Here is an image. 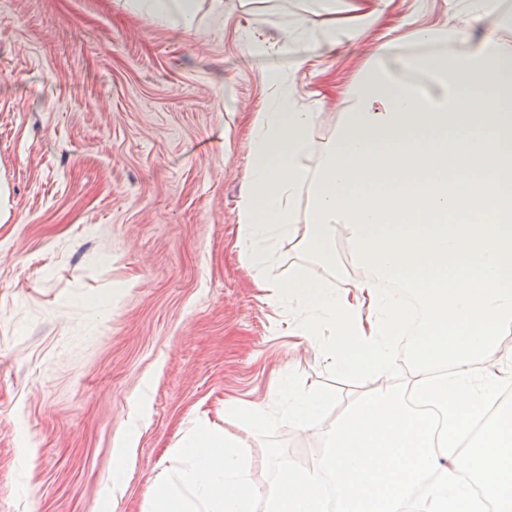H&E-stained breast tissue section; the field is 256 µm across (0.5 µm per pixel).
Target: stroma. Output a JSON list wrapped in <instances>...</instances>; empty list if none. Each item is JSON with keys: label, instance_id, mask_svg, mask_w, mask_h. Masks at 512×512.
<instances>
[{"label": "stroma", "instance_id": "obj_1", "mask_svg": "<svg viewBox=\"0 0 512 512\" xmlns=\"http://www.w3.org/2000/svg\"><path fill=\"white\" fill-rule=\"evenodd\" d=\"M300 0H224L193 30L113 0H0V512H143L189 421L272 398L292 373L334 394L312 431L248 437L262 460L315 465L371 390L331 380L234 248L260 70ZM374 38L317 57L304 89L334 129ZM111 295V304L100 303ZM126 478L113 489L112 468Z\"/></svg>", "mask_w": 512, "mask_h": 512}]
</instances>
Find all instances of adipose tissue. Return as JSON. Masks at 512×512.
Instances as JSON below:
<instances>
[{"instance_id":"adipose-tissue-1","label":"adipose tissue","mask_w":512,"mask_h":512,"mask_svg":"<svg viewBox=\"0 0 512 512\" xmlns=\"http://www.w3.org/2000/svg\"><path fill=\"white\" fill-rule=\"evenodd\" d=\"M153 21L193 29L201 7L224 0H119ZM395 0H304L278 37L285 69L251 121L235 247L250 272L275 244L302 241L311 193L400 190L413 182L500 178L512 194V0H447L444 18L400 19L403 35L380 38L343 95L328 139L317 138L324 100L300 74L338 36H369ZM275 405L224 406V425L192 419L174 450V475L154 487L146 512H512V405L480 365L422 374L400 386L379 378L328 432L330 449L310 468L283 464L263 491L248 472L246 436L278 422L310 430L330 393L281 377ZM236 434H229V427Z\"/></svg>"}]
</instances>
